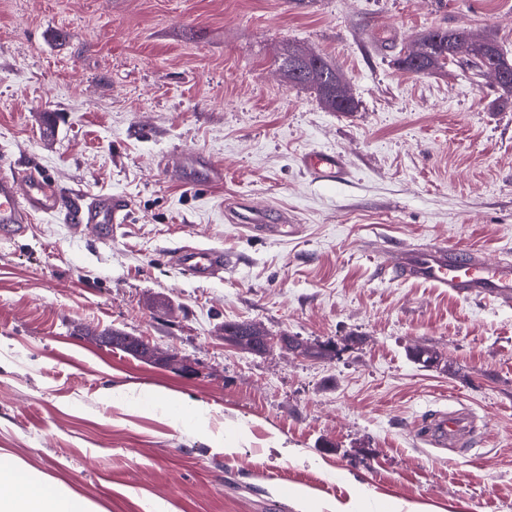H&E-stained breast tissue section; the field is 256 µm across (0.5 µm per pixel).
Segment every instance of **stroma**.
Wrapping results in <instances>:
<instances>
[{
	"instance_id": "1",
	"label": "stroma",
	"mask_w": 512,
	"mask_h": 512,
	"mask_svg": "<svg viewBox=\"0 0 512 512\" xmlns=\"http://www.w3.org/2000/svg\"><path fill=\"white\" fill-rule=\"evenodd\" d=\"M434 28L512 54V0H0V157L130 204L108 243L49 215L0 240V454L99 512H512V306L383 269L398 245L512 254V103L455 67L400 70ZM290 42L339 67L356 111L284 82ZM315 150L348 176L311 180ZM178 151L223 185L166 173ZM231 197L299 233L241 230ZM188 243L223 248V277L165 259ZM243 320L339 352L230 348ZM112 328L179 359L100 343ZM443 409L480 426L467 458L415 434ZM165 168L185 184L219 185L224 182V168L199 153H173L166 160Z\"/></svg>"
}]
</instances>
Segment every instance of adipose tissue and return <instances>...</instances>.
Returning <instances> with one entry per match:
<instances>
[{
  "mask_svg": "<svg viewBox=\"0 0 512 512\" xmlns=\"http://www.w3.org/2000/svg\"><path fill=\"white\" fill-rule=\"evenodd\" d=\"M0 512H97L62 483L0 456Z\"/></svg>",
  "mask_w": 512,
  "mask_h": 512,
  "instance_id": "obj_1",
  "label": "adipose tissue"
}]
</instances>
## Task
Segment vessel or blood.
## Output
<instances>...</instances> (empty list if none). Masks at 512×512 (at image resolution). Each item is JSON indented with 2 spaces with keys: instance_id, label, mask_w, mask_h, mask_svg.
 <instances>
[{
  "instance_id": "1",
  "label": "vessel or blood",
  "mask_w": 512,
  "mask_h": 512,
  "mask_svg": "<svg viewBox=\"0 0 512 512\" xmlns=\"http://www.w3.org/2000/svg\"><path fill=\"white\" fill-rule=\"evenodd\" d=\"M301 165L310 178L319 181H333L347 173L344 155L333 151L306 154ZM166 169L180 182L190 185H219L224 181L223 167L199 153L171 154ZM231 208L236 223L251 230L263 229L275 234L289 223L285 217L278 223H267L265 209L245 200L233 202ZM128 210L127 199L112 193L89 196L72 206H63L56 183L44 172L0 167L1 240L23 234L35 215L56 214L64 223L108 242L113 229L126 223ZM173 259L178 267L202 280L219 277L224 271V251L216 247L185 245ZM383 265L394 278L428 282L447 289L454 297L491 298L505 306L512 304V259L504 256L489 260L466 249L406 245L386 250ZM473 434L472 417L441 410L430 413L421 427L422 440L459 457L471 445Z\"/></svg>"
}]
</instances>
